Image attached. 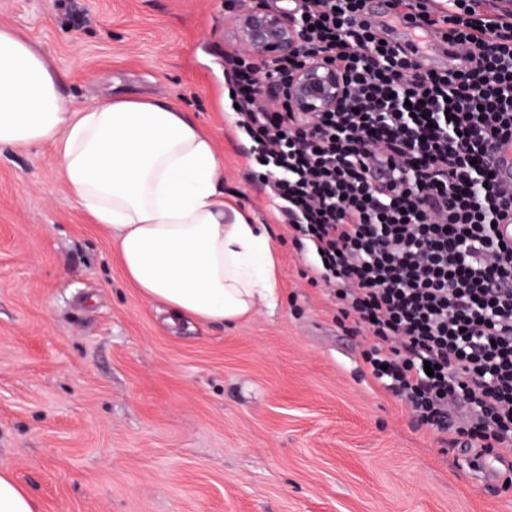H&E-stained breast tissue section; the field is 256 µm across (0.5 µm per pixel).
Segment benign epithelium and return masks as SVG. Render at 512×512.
Segmentation results:
<instances>
[{"instance_id": "7a95c632", "label": "benign epithelium", "mask_w": 512, "mask_h": 512, "mask_svg": "<svg viewBox=\"0 0 512 512\" xmlns=\"http://www.w3.org/2000/svg\"><path fill=\"white\" fill-rule=\"evenodd\" d=\"M231 33L243 53L266 64L301 58L287 82L268 79L264 92L270 102L284 101L293 112L336 110L344 94L343 79L334 65L302 57L297 23L287 11L269 8L266 0H248L233 17Z\"/></svg>"}]
</instances>
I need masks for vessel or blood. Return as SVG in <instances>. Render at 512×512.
Masks as SVG:
<instances>
[{"label": "vessel or blood", "instance_id": "vessel-or-blood-1", "mask_svg": "<svg viewBox=\"0 0 512 512\" xmlns=\"http://www.w3.org/2000/svg\"><path fill=\"white\" fill-rule=\"evenodd\" d=\"M369 7L392 37L400 42H411L420 58L441 68L459 65L460 58L452 47L443 44L432 29L417 26L413 18L396 15L391 0H370ZM461 467L472 479L494 487L504 473L512 471V456L486 455L472 450L462 458Z\"/></svg>", "mask_w": 512, "mask_h": 512}]
</instances>
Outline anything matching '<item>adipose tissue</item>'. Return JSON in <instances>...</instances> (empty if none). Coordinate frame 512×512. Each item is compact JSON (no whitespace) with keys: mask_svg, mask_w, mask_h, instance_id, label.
Wrapping results in <instances>:
<instances>
[{"mask_svg":"<svg viewBox=\"0 0 512 512\" xmlns=\"http://www.w3.org/2000/svg\"><path fill=\"white\" fill-rule=\"evenodd\" d=\"M42 143L143 297L215 324L276 306L271 229L225 200L214 138L160 99L75 105L42 54L0 27V145Z\"/></svg>","mask_w":512,"mask_h":512,"instance_id":"ef3b65f1","label":"adipose tissue"}]
</instances>
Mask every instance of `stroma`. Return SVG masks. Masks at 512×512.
<instances>
[{"label":"stroma","instance_id":"stroma-1","mask_svg":"<svg viewBox=\"0 0 512 512\" xmlns=\"http://www.w3.org/2000/svg\"><path fill=\"white\" fill-rule=\"evenodd\" d=\"M227 0H0L61 92L164 99L211 133L224 196L270 225L276 307L169 323L50 147L0 146V465L41 512H512L362 361L233 123Z\"/></svg>","mask_w":512,"mask_h":512}]
</instances>
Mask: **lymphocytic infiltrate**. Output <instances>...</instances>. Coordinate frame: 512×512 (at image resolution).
<instances>
[{"instance_id": "f902f5d3", "label": "lymphocytic infiltrate", "mask_w": 512, "mask_h": 512, "mask_svg": "<svg viewBox=\"0 0 512 512\" xmlns=\"http://www.w3.org/2000/svg\"><path fill=\"white\" fill-rule=\"evenodd\" d=\"M438 29L462 68L424 66L369 20L365 0H290L309 56L335 64L333 112L277 108L263 66L236 59L238 122L260 142L264 183L367 341L376 383L449 444L512 452V0H393ZM387 170L374 182L371 170Z\"/></svg>"}]
</instances>
